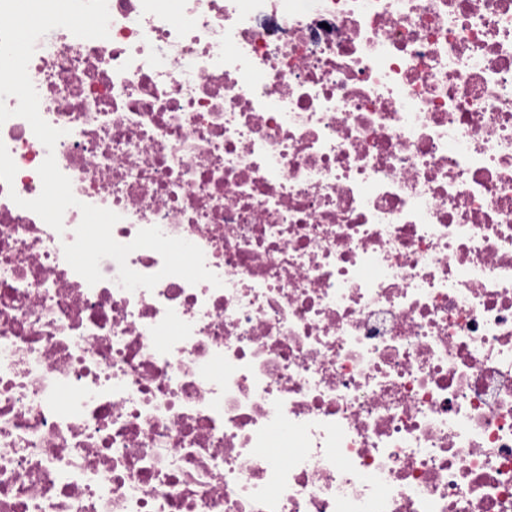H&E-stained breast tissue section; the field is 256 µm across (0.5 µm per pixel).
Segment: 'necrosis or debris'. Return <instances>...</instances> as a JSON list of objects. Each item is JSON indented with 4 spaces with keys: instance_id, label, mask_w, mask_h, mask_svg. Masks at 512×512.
<instances>
[{
    "instance_id": "1",
    "label": "necrosis or debris",
    "mask_w": 512,
    "mask_h": 512,
    "mask_svg": "<svg viewBox=\"0 0 512 512\" xmlns=\"http://www.w3.org/2000/svg\"><path fill=\"white\" fill-rule=\"evenodd\" d=\"M107 3L0 124V512H512V0ZM50 153L221 287L88 284Z\"/></svg>"
}]
</instances>
